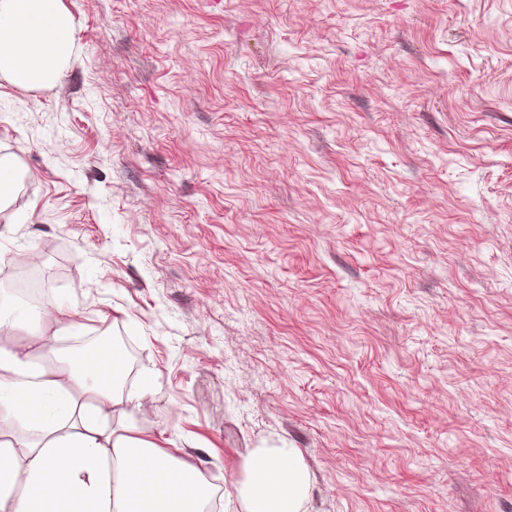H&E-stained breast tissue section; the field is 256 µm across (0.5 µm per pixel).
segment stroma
<instances>
[{"instance_id":"obj_1","label":"stroma","mask_w":512,"mask_h":512,"mask_svg":"<svg viewBox=\"0 0 512 512\" xmlns=\"http://www.w3.org/2000/svg\"><path fill=\"white\" fill-rule=\"evenodd\" d=\"M63 3L0 227L136 346L138 436L220 512L284 443L308 512H512V0Z\"/></svg>"}]
</instances>
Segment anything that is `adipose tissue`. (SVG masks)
<instances>
[{
	"instance_id": "adipose-tissue-1",
	"label": "adipose tissue",
	"mask_w": 512,
	"mask_h": 512,
	"mask_svg": "<svg viewBox=\"0 0 512 512\" xmlns=\"http://www.w3.org/2000/svg\"><path fill=\"white\" fill-rule=\"evenodd\" d=\"M74 55L63 0H0V73L55 85ZM55 303L45 327L0 301V512H206L208 478L137 437L149 387L123 391L117 351L64 346ZM238 489L244 512H303L311 477L296 448L255 449Z\"/></svg>"
}]
</instances>
